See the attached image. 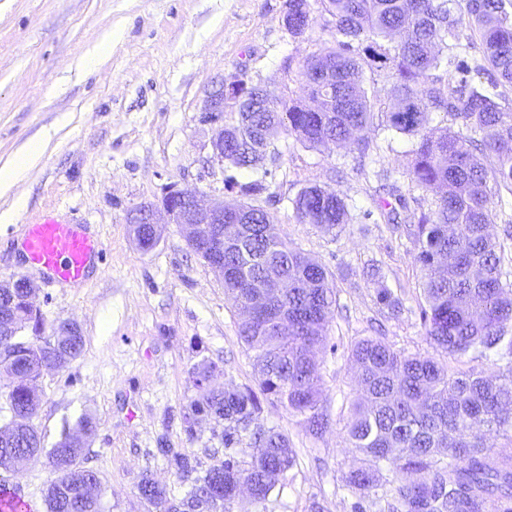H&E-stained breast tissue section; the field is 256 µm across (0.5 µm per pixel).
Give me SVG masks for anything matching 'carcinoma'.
I'll use <instances>...</instances> for the list:
<instances>
[{
    "mask_svg": "<svg viewBox=\"0 0 512 512\" xmlns=\"http://www.w3.org/2000/svg\"><path fill=\"white\" fill-rule=\"evenodd\" d=\"M318 3L334 31L330 47L304 59L297 78L300 99L270 98L252 111L236 112L224 130V167L256 173L276 154L282 133L308 148L355 145L360 157L377 151L372 128L414 141L406 169L409 185L429 197L412 207L392 172L374 171L379 189L395 198L376 205L392 231L412 244L420 270L425 335L441 356L406 354L379 338H364L351 349L362 397L350 402L345 422L348 447L362 464L343 475L362 512L368 497L385 501L384 512H509L512 453L497 455L492 435L512 433V272L504 246L488 232L492 204L512 209V100L473 82L460 58L469 45L461 29L477 32L484 59L497 75L496 87H512V0H288L283 9L288 34L305 35L312 3ZM456 75L444 77L448 67ZM389 69L393 81L382 109L378 90L365 70ZM444 114L451 124H433ZM227 185L245 197L267 192L265 179ZM296 219L333 233L357 215L336 190L319 184L303 187L292 200ZM247 223L236 237L241 250H224V292L237 310L251 309L238 323V336L252 352L259 391L204 388L214 362L193 367L198 391L188 413H209L224 421V458L196 475L198 462L172 448L162 449L191 485L177 498L167 487L144 477L140 497L154 512H210L209 496L221 494L222 512H233L237 487L256 488L262 503L296 465L288 436L277 426L256 423L265 397L290 413L306 417L314 433L326 429L320 411L323 365L317 352L328 342L327 322L338 306L330 272L293 247L278 232L267 211L242 205ZM377 298L398 317L402 302L393 297L373 268ZM288 281L277 295L255 304L256 285ZM12 323L41 330L43 318L24 298L12 303ZM69 321L50 326L61 335L67 356L58 361L47 337L23 334L3 338L0 349L15 353L14 367L0 364V378L37 359L60 369L82 352L85 338ZM474 353L507 373L496 379L483 372H460L454 362ZM21 411L40 404L42 393L23 385L7 392ZM95 423L86 415L63 431L50 449L30 426L8 445L0 444V496L15 493L6 473L23 468L31 453H43L53 479L45 495L46 512H103L100 480L80 465L86 438Z\"/></svg>",
    "mask_w": 512,
    "mask_h": 512,
    "instance_id": "cac0c4a2",
    "label": "carcinoma"
}]
</instances>
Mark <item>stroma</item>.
I'll list each match as a JSON object with an SVG mask.
<instances>
[{
	"mask_svg": "<svg viewBox=\"0 0 512 512\" xmlns=\"http://www.w3.org/2000/svg\"><path fill=\"white\" fill-rule=\"evenodd\" d=\"M282 8L283 0H0V164L35 135L46 137L24 180L0 194V211L16 197L25 200L13 223H0V282L27 278L45 324L74 320L81 327V355L36 380L43 397L32 422L49 449L80 416L94 419L82 464L99 476L105 512H148L136 489L145 475L182 493L164 449L195 458L203 470L223 458V420L203 416L193 432L185 430L183 415L196 396L194 364L218 363L216 384L226 389L256 384L222 277L188 248L178 225H159L158 245L145 251L126 217L172 185L196 188L216 203L237 201L226 189L232 174L212 159L214 127L201 113L207 91L244 73L273 97H299L300 65L332 41L317 9L305 36L292 38L280 23ZM107 34V55L95 56ZM371 136L412 198L405 176L411 140L386 139L379 129ZM277 148L266 163L269 194L256 203L282 237L328 269L338 293L329 344L319 353L320 406L330 423L316 435L304 416L263 401L261 422L287 435L297 463L265 502L243 494L234 512H310L316 502L324 512H352L342 476L361 457L344 433L358 389L350 350L373 337L434 354L422 325L420 271L411 245L384 224L353 223L331 236L295 218L291 201L313 182L341 192L353 209L372 208L376 183L359 169L353 146L313 150L284 134ZM45 220L81 225L104 240L103 259L83 286L14 259L26 225ZM373 264L405 305L399 318H386L377 302L365 275ZM52 478L40 457L10 482L46 512Z\"/></svg>",
	"mask_w": 512,
	"mask_h": 512,
	"instance_id": "35a3bbf8",
	"label": "stroma"
}]
</instances>
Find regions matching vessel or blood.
<instances>
[{
  "instance_id": "b4317fda",
  "label": "vessel or blood",
  "mask_w": 512,
  "mask_h": 512,
  "mask_svg": "<svg viewBox=\"0 0 512 512\" xmlns=\"http://www.w3.org/2000/svg\"><path fill=\"white\" fill-rule=\"evenodd\" d=\"M23 249L29 262L76 287L87 280L104 245L99 237L79 231L74 225L48 221L28 226Z\"/></svg>"
}]
</instances>
